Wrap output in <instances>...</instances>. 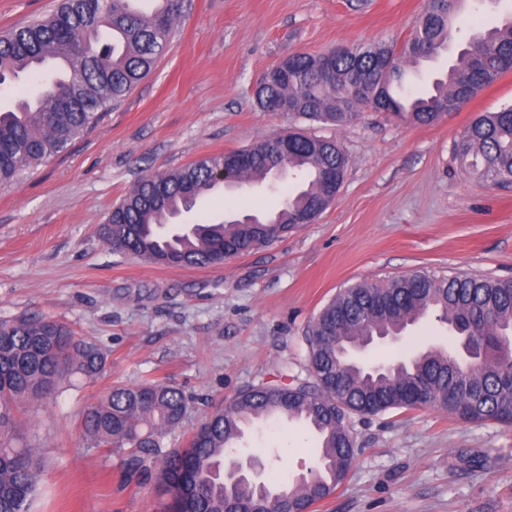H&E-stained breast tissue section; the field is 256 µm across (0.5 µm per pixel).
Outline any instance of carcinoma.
Returning <instances> with one entry per match:
<instances>
[{
  "instance_id": "cac0c4a2",
  "label": "carcinoma",
  "mask_w": 512,
  "mask_h": 512,
  "mask_svg": "<svg viewBox=\"0 0 512 512\" xmlns=\"http://www.w3.org/2000/svg\"><path fill=\"white\" fill-rule=\"evenodd\" d=\"M133 0H58L48 15L0 35V86L24 73L35 76L33 97L0 109V186L65 152L91 131L99 114L122 102L154 68L170 42L182 0H153L144 13ZM466 0H427L401 46L357 47L338 55L297 53L266 70L256 101L265 111L284 105L295 119L344 126L361 112H388L416 125L470 101L512 69V16L474 32L445 77L432 88L408 91V71L448 49ZM288 178L299 189L265 215L195 224L170 236L172 217L224 188L215 179L226 166L240 187L273 176L271 148L279 135L252 146L204 157L186 166L143 175L113 206L99 234L112 250L148 263L202 268L268 246L298 229L299 213L320 216L339 191L348 158L336 141L290 131ZM454 152L461 168L494 185L512 182V105L472 120ZM454 336L476 337L472 350L429 348L388 373L367 374L343 353L348 343L378 329L403 330L428 316ZM306 342L311 379L288 386L261 384L238 392L206 418L188 446L162 451L163 437L187 412L184 393L158 381L114 386L81 417L90 446L128 451L126 464L145 466L142 453L159 460L157 479L171 496L167 512H280L281 505L239 481L224 487L220 466H230L244 425L285 416L317 435L319 466L308 477L267 484L285 489L288 509L308 512L331 495L353 464L348 422L353 415L416 409L410 381L424 380L430 405L465 421L512 425V279L486 275L417 273L359 282L340 291L310 325ZM107 356L47 318L0 322V512H29L41 473L37 447L24 439L21 417L73 378L95 380ZM456 399L443 403L448 386Z\"/></svg>"
}]
</instances>
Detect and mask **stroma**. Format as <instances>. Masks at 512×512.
<instances>
[{
    "label": "stroma",
    "instance_id": "obj_1",
    "mask_svg": "<svg viewBox=\"0 0 512 512\" xmlns=\"http://www.w3.org/2000/svg\"><path fill=\"white\" fill-rule=\"evenodd\" d=\"M426 0H183L167 54L96 128L0 187V321L51 317L100 344L103 373L35 403L27 432L44 459L30 512H164L155 469L128 472L123 455L81 434L83 408L115 385L180 388L187 413L164 449L246 387L309 374L306 331L343 288L397 275L512 277V185L463 171L453 145L476 115L512 104V70L433 124L386 112L350 124L290 123L260 109L255 82L299 52L398 45ZM297 126L335 139L349 159L315 223L220 266L177 268L112 251L97 228L138 179L238 150ZM294 182L218 192L180 224L276 209ZM454 348L427 318L383 363L430 346ZM354 462L311 512H512V426L438 408L350 419ZM302 423H253L238 455L292 479L315 467Z\"/></svg>",
    "mask_w": 512,
    "mask_h": 512
}]
</instances>
